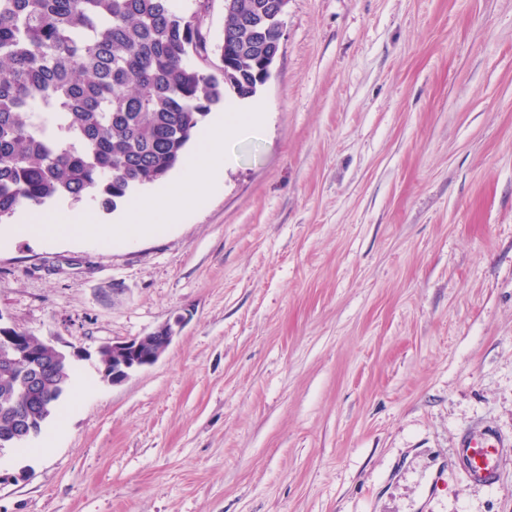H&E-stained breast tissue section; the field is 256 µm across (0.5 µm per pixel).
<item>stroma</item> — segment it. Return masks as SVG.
<instances>
[{
	"mask_svg": "<svg viewBox=\"0 0 512 512\" xmlns=\"http://www.w3.org/2000/svg\"><path fill=\"white\" fill-rule=\"evenodd\" d=\"M207 206L133 244L21 237L0 316L94 350L54 448L0 453V512H512L456 450H512V0H288ZM181 323V319L176 318L143 336L100 344L94 359L102 379L118 385L156 363L172 343Z\"/></svg>",
	"mask_w": 512,
	"mask_h": 512,
	"instance_id": "stroma-1",
	"label": "stroma"
}]
</instances>
